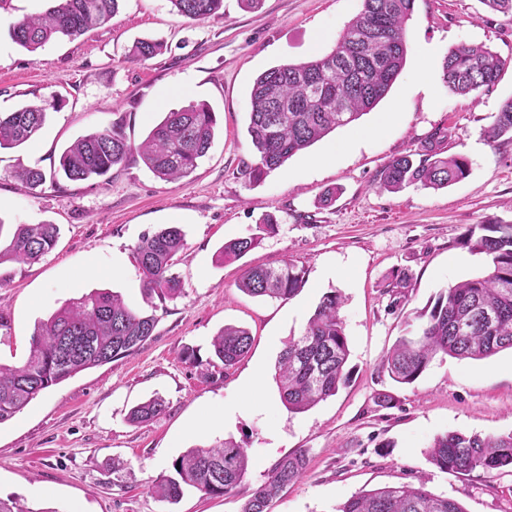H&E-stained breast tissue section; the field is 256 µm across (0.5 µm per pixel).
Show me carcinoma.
Instances as JSON below:
<instances>
[{
  "label": "carcinoma",
  "instance_id": "carcinoma-1",
  "mask_svg": "<svg viewBox=\"0 0 512 512\" xmlns=\"http://www.w3.org/2000/svg\"><path fill=\"white\" fill-rule=\"evenodd\" d=\"M121 0H55L45 13L26 16L12 28L13 40L35 53L60 37H75L107 21ZM176 11L191 20H207L224 8V0H170ZM415 0H363L360 13L347 25L331 53L305 62L284 63L260 74L250 98L247 129L256 163L248 168L255 181L281 167L338 127L351 124L372 110L390 91L406 63L405 26ZM162 50L154 40L136 42L129 56L146 60ZM505 62L482 45H461L448 51L442 64L443 81L461 95L488 92L497 84ZM60 107L57 99H43L0 115V149L34 138L47 113ZM217 119L205 102L190 101L156 123L138 145L121 126L87 134L69 145L59 159L60 170L72 181L107 175L130 156L138 155L158 178L176 182L189 176L205 157L215 138ZM512 134V99L507 100L486 130L488 140ZM469 174L462 156H446L436 138L412 154L393 159L381 173L379 187L396 192L411 184L438 189ZM15 177L38 186L45 174L21 169ZM55 224H20L12 239L0 247L5 261L31 263L53 248ZM464 243L491 259L489 270L448 287L434 304L417 312L420 332L402 336L387 352L383 367L400 384L415 382L438 355L458 360H482L512 350V223L491 220L467 230ZM258 244V238L231 240L218 259L235 260ZM185 245L177 226L144 234L136 252L146 301L153 296L176 298L183 289L171 273L174 257ZM304 271L288 262L279 269L255 267L238 288L253 297L289 299L304 286ZM338 293L325 295L302 335L288 339L279 353L275 379L282 404L290 413L305 412L336 395L349 380L346 370L349 343L339 311ZM157 317L134 310L109 291H93L68 302L31 335L27 359L20 366L0 364V423L11 419L39 393L77 373L112 362L149 339ZM248 330L226 325L213 338L215 356L232 368L250 350ZM165 409L160 399L148 400L130 412L133 422L150 420ZM428 455L441 470L467 475L512 468V433L484 436L454 431L438 436ZM308 460L298 453L281 459L268 479L245 501L241 512H268L272 500L306 472ZM250 466L246 449L232 439L188 449L175 459V475L161 473L150 492L174 502L185 490L224 496L243 481ZM336 512H465L456 501L438 497L425 486H386L361 491Z\"/></svg>",
  "mask_w": 512,
  "mask_h": 512
}]
</instances>
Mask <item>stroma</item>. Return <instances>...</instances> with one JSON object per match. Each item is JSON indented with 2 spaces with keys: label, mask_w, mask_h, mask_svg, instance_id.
<instances>
[{
  "label": "stroma",
  "mask_w": 512,
  "mask_h": 512,
  "mask_svg": "<svg viewBox=\"0 0 512 512\" xmlns=\"http://www.w3.org/2000/svg\"><path fill=\"white\" fill-rule=\"evenodd\" d=\"M51 0H7L0 6V113L51 97L35 139L0 149V242L20 224L58 225L54 248L34 264H0V363L21 364L38 322L97 290L143 308L135 248L147 230L176 225L185 247L172 268L182 294L156 303L153 335L111 363L82 371L42 392L0 423V498L32 512H240L282 458H308L301 479L275 498L269 512H336L355 493L386 485L425 484L466 512H512V469L462 476L429 459L433 440L450 431L482 436L512 432V351L480 361L436 357L412 384L382 367L401 336L416 332L415 313L444 289L483 275L489 258L464 245L475 224L512 223V140L484 135L512 98V14L482 0H415L406 26L403 72L388 95L356 122L337 128L261 180L249 178L255 157L247 128L250 90L263 71L332 51L362 0H224L218 16L193 21L170 0H122L115 15L74 39L32 54L11 37L25 16ZM163 42L162 53L132 61L134 42ZM483 45L506 63L498 84L480 95H457L442 63L456 46ZM186 87L190 97L176 95ZM206 102L217 132L195 171L170 183L139 156L104 178L58 175L62 151L81 136L122 125L140 143L166 112L187 100ZM393 122L363 136L382 114ZM447 131L446 154L469 163L468 176L448 187L411 185L392 193L377 186L393 158L420 151ZM23 167L50 178L31 188L15 176ZM335 200L322 204L326 191ZM273 215L275 233L260 234ZM260 236L240 259L220 263L224 242ZM294 263L306 283L294 297L254 298L239 290L245 270ZM407 274L404 300L387 283ZM344 300L350 379L335 396L291 413L274 379L278 355L300 335L322 297ZM246 328L249 353L233 368L215 357L213 337L224 326ZM192 349L196 362L181 359ZM260 387L247 391L254 372ZM390 394L378 405V394ZM159 397L166 409L143 423L131 409ZM220 424H207L214 412ZM231 438L250 457L244 481L229 495L186 490L178 503L158 500L148 485L172 470L189 448ZM124 468L113 471V461Z\"/></svg>",
  "instance_id": "stroma-1"
}]
</instances>
